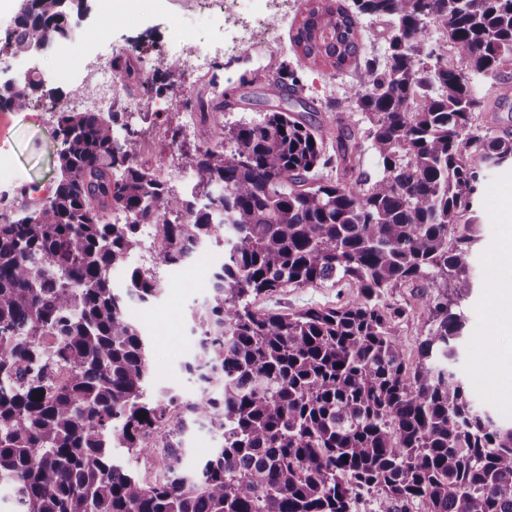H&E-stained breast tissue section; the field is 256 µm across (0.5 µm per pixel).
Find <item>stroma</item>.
<instances>
[{"label": "stroma", "instance_id": "obj_1", "mask_svg": "<svg viewBox=\"0 0 512 512\" xmlns=\"http://www.w3.org/2000/svg\"><path fill=\"white\" fill-rule=\"evenodd\" d=\"M314 4L315 0H284L282 15L273 30L253 45L222 56L218 76L211 79L188 76L180 64L171 60L173 30L182 27V48L187 52L222 39L224 0H142L137 10L128 13L116 10L112 0H87L83 11L72 17L75 37L67 41L65 51L56 50L37 60L11 56L0 64V78L4 80L49 65L59 73L57 79L46 83L37 109H0V191L25 185L36 188L41 197L53 192L58 149L54 138L56 114L68 109L71 91L82 78L83 62L109 51H120L136 60L138 72L130 79L135 89H142L152 78L171 76L182 82L185 102H166L160 111L146 105L142 117L135 120L141 145L147 147L149 155L167 156L166 177L177 187L183 186L189 175L170 156V136L180 128L186 107L206 106V124L218 141L237 121L258 119L279 108L302 114L314 125L347 123L348 112H330L326 105L346 99L351 85L348 69L333 68L323 60L303 59L300 48L291 40ZM283 64L300 69L304 85L301 101L277 102L266 96L268 79ZM477 210L481 227L472 258L475 287L460 307L466 325L454 368L471 383L473 404L508 426L512 424V377L495 355L512 348V330L504 328L493 293L498 279L495 260L503 246L512 241V221L505 217L512 211V164L486 173ZM219 260V255L210 250L185 266L156 268L145 249L131 259L132 264L154 268L165 283L158 297L130 307L132 318L150 341L148 359L153 383L158 388H174L187 399L197 389L194 375L185 369L195 350L192 314L201 307L208 276ZM358 295L354 283L326 282L262 293L253 298L252 307L259 312L293 313L311 306H344ZM420 295V288L411 284L389 289L385 295L388 304L406 311L396 334L410 365L419 358V326L427 318ZM166 440V434L158 432L149 451L133 456L118 448L114 457L141 479L152 482L168 464L163 450Z\"/></svg>", "mask_w": 512, "mask_h": 512}]
</instances>
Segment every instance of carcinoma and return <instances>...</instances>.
I'll return each instance as SVG.
<instances>
[{"mask_svg": "<svg viewBox=\"0 0 512 512\" xmlns=\"http://www.w3.org/2000/svg\"><path fill=\"white\" fill-rule=\"evenodd\" d=\"M83 7L26 0L4 47L26 56L63 44ZM359 13L393 21L384 55L358 57ZM429 22L449 42L430 43ZM293 40L306 58L354 63L353 104L369 127L359 138L339 125L336 156L293 112L240 123L225 142L203 128L192 149L175 130L180 169L197 176L179 192L138 160L131 120L62 111L54 191L0 194V482L16 484L11 512H355L363 493L378 512L416 501L427 512H512V426L476 411L452 364L481 174L512 163V133L478 123L486 103L466 72L492 79L503 104L512 0H327ZM41 86L31 75L0 88V108L27 110ZM146 89L184 96L169 77ZM301 91L286 65L268 87L280 101ZM363 139L382 167L375 177L360 171ZM150 224L165 226V266L222 251L194 317L186 370L199 391L185 405L221 441L188 471L178 396L146 397V344L128 312L164 288L128 265ZM338 279L360 298L251 309L263 292ZM417 283L429 288L428 317L410 368L395 334L406 311L383 298ZM161 426L168 475L146 483L112 449L144 453Z\"/></svg>", "mask_w": 512, "mask_h": 512, "instance_id": "cac0c4a2", "label": "carcinoma"}]
</instances>
